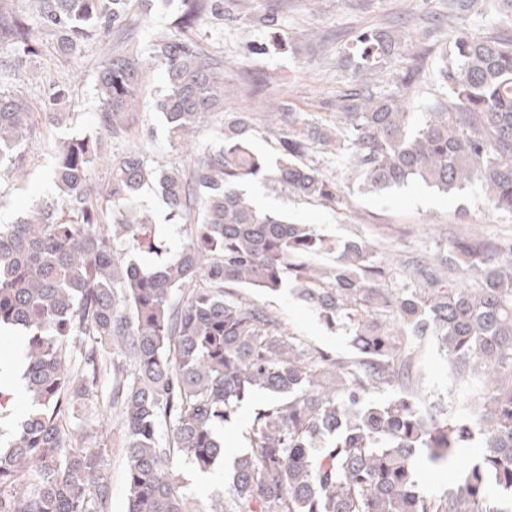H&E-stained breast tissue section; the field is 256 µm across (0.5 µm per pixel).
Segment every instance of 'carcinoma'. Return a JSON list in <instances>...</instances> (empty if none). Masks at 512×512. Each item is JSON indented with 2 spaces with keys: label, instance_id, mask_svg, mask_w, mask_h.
Returning a JSON list of instances; mask_svg holds the SVG:
<instances>
[{
  "label": "carcinoma",
  "instance_id": "cac0c4a2",
  "mask_svg": "<svg viewBox=\"0 0 512 512\" xmlns=\"http://www.w3.org/2000/svg\"><path fill=\"white\" fill-rule=\"evenodd\" d=\"M136 1L146 15L147 0H32L29 10L0 0V47L12 51L0 62V175L20 173L31 115L3 84L20 80L43 35L64 57L93 37L122 41L97 78L105 133L138 110L155 62L164 72L155 108L173 144L224 114L223 139L186 174L130 151L108 158L97 187L88 169L103 156L100 136L64 142L51 198L0 225V331L26 336L32 400L0 445V512H108L107 449L86 427L95 400L123 420L127 512H201L183 491L181 461L214 470L221 432L258 391L269 401L244 429L248 451L234 460L220 512H512V237L455 238L387 288L391 268L367 240L290 223L238 189L262 174L332 203L336 184L313 155L333 151L374 192L477 183L493 210L512 215V35L460 31L437 70L448 100L419 121L409 111L419 61L393 92L345 96L334 124L277 113L272 168L250 148L253 115L227 106L224 61L188 36L224 14V0H181L147 53L122 39ZM474 3L443 0L425 35ZM405 45L402 32L362 30L343 66L361 83ZM68 103L67 88L53 87L46 118L62 122ZM145 186L166 201L161 226L137 200ZM257 294L303 302L326 330L347 333L350 356L309 345ZM426 341L452 376L477 380L459 414L417 399L414 350ZM421 462L455 469L456 483L427 491Z\"/></svg>",
  "mask_w": 512,
  "mask_h": 512
}]
</instances>
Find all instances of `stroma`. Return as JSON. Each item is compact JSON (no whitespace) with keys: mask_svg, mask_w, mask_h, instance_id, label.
Wrapping results in <instances>:
<instances>
[{"mask_svg":"<svg viewBox=\"0 0 512 512\" xmlns=\"http://www.w3.org/2000/svg\"><path fill=\"white\" fill-rule=\"evenodd\" d=\"M269 10L279 18L278 29L260 27L255 21L257 14ZM441 10L442 0H316L312 5L307 0H234L229 14L221 19L206 18L193 35L212 54L223 57L227 100L234 111L253 113L252 148L273 162L278 151L272 124L264 118L268 99H279L290 111L307 113L319 122H331L337 100L353 86L348 70L341 65L352 37L362 29L394 25L405 19L417 23ZM499 27V16L490 0H477L469 12L446 21L427 44L407 46L395 64L372 76L370 84L377 91L394 90L401 72L415 59H422L424 72L412 90L411 109L430 111L436 101L447 97L436 72L457 29L489 35ZM108 48V43L93 39L78 55L65 58L46 39L24 67L18 88L27 98L32 114L21 176L0 177V216L6 223L23 216L32 199L50 196V173L60 144L96 133L101 109L97 74ZM53 84L68 86L74 103L70 115L59 124L50 123L45 117V99ZM162 84L160 71H150L141 89L139 112L129 120L124 137L106 138V154L118 157L136 148L154 167L188 169L198 161L201 151L220 143L224 131V117L220 114L197 134V152L179 150L170 142L155 109ZM316 159L322 174L338 189L335 204L274 189L262 176L242 183L241 188L252 200L264 201L266 209L289 221L316 225L339 239L359 236L404 257L446 247L453 238L474 230L486 236H512V217L492 211L479 186L450 196L412 182L375 194L366 192L362 178L347 164L337 161L335 155L320 153ZM267 302L312 345L337 355L349 354L345 334L327 331L307 306L288 295L271 296ZM417 364L416 392L424 404L451 413L459 411L448 365L440 352L431 345L422 348ZM106 423L114 440L104 469L112 487L108 512H126L125 459L116 445L122 422L111 418ZM241 430L238 423L225 428L224 460L212 478L201 479L190 464H182L183 486L188 495L207 505L231 489L233 459L242 449Z\"/></svg>","mask_w":512,"mask_h":512,"instance_id":"1","label":"stroma"}]
</instances>
